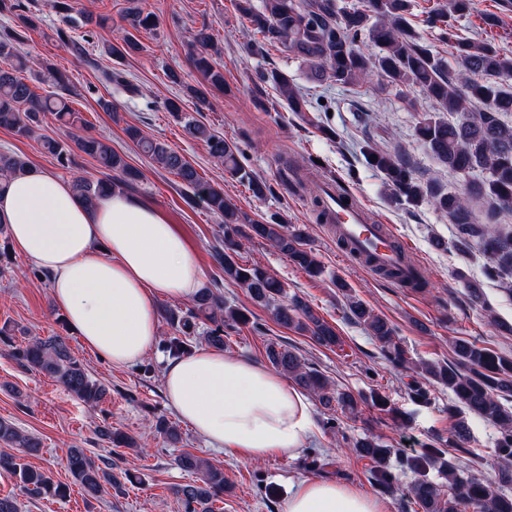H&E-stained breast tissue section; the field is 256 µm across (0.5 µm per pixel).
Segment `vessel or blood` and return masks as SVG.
Returning <instances> with one entry per match:
<instances>
[{
	"label": "vessel or blood",
	"instance_id": "1",
	"mask_svg": "<svg viewBox=\"0 0 512 512\" xmlns=\"http://www.w3.org/2000/svg\"><path fill=\"white\" fill-rule=\"evenodd\" d=\"M331 199V215L336 234L347 244L350 255L370 257L373 266L399 269L403 279L414 278L417 267L411 262V249L382 225L376 224L368 208L356 201H345L335 183L322 184Z\"/></svg>",
	"mask_w": 512,
	"mask_h": 512
}]
</instances>
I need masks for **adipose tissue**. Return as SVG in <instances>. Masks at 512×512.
<instances>
[{
    "instance_id": "adipose-tissue-1",
    "label": "adipose tissue",
    "mask_w": 512,
    "mask_h": 512,
    "mask_svg": "<svg viewBox=\"0 0 512 512\" xmlns=\"http://www.w3.org/2000/svg\"><path fill=\"white\" fill-rule=\"evenodd\" d=\"M0 222L14 251L47 274L71 331L115 366L153 350L159 299L194 298L203 282L177 225L121 189L90 206L58 176L24 172L0 182ZM163 385L179 420L243 460L295 456L314 432L305 392L249 358L200 347L166 362ZM284 512L388 509L362 488L305 477L291 483Z\"/></svg>"
}]
</instances>
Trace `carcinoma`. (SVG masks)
Here are the masks:
<instances>
[{
	"label": "carcinoma",
	"mask_w": 512,
	"mask_h": 512,
	"mask_svg": "<svg viewBox=\"0 0 512 512\" xmlns=\"http://www.w3.org/2000/svg\"><path fill=\"white\" fill-rule=\"evenodd\" d=\"M236 8L260 35L248 46L251 55L262 54L269 46H282L310 64L316 77L342 87L366 84L378 73L391 83L419 87L433 102L435 111L456 115L455 121L435 116L423 119L418 135L449 169L464 175L484 174L483 178L467 184L466 193L429 192L406 163L389 153L372 152L371 160L385 174L396 199L417 203L424 196H430L433 205L456 224L462 245L476 242L491 256V262L483 269L485 278L499 281L512 276V229L507 230L500 224L476 223L470 207L471 200L483 198L495 208L512 209V123L503 120L504 116L512 114L511 56L500 53L488 41L458 37L451 31L444 14L432 12L428 14V22L445 24L443 33L448 38V46L453 48L452 56L460 70L457 76H449L443 59L421 44L413 29L409 19L410 0H360V5L351 7H340L336 0H264L260 9L253 0H236ZM2 12L16 16L23 28L34 24L33 17L25 14L21 0H0ZM22 39L23 35L17 30L0 39V128L27 137L35 133L46 115L52 114L66 128V134L60 140H44L42 147L46 153L66 167L76 148L112 173L106 179L77 178L73 187L80 196L93 203L115 187H132L133 174L124 158L101 139L85 134V123L79 113L71 111L59 98L37 95L19 75L24 59L17 44ZM194 43L199 50L196 66L203 80L215 89L224 88V72L209 58L213 39L207 28L197 31ZM139 49L138 40L126 36L110 47V54L122 57ZM258 80L259 84L253 89L255 103H261L260 84L270 83L283 95L291 111H307L306 95L290 83L284 73L265 71L259 74ZM100 82L113 83L132 96L142 95L140 87L120 71H102ZM476 104L485 106L486 111H470ZM164 107L184 122L190 136L206 144L210 156L223 163L226 171L247 184L254 197L262 199L272 192L271 186L255 177L240 161L242 152L238 147L183 112L178 101L168 99ZM125 131L144 155L175 174L194 197L221 219L224 249L217 253V260L224 271V279L246 289L256 304L272 312L278 324L308 334L321 346L338 345L335 328L300 298L286 299L281 281L257 264L239 261L242 240L260 238L288 256L308 275L317 277L323 273V266L307 246L306 232L300 227L289 228L278 216L264 222L252 218L224 198L223 191L203 182L179 151L146 137L136 127L129 126ZM28 168V162L20 157L0 155V180ZM336 288L346 299V318L369 330L379 343L384 359L422 377L420 381L412 379L409 384L413 397L427 400L426 382L431 379L448 387L455 397L457 411H467L497 429L499 458L504 469H509L512 466V359L458 338L452 347L453 361L444 365L415 361L408 357L395 327L352 295L345 280L336 279ZM205 321L212 324L206 331L207 341L222 348L224 330L248 323V316L244 310L227 304L224 297L212 289L202 288L193 298V306L178 317L182 336L169 341L170 353L176 357L183 355L197 323ZM12 335L14 330L10 327L0 328V336L10 342V355L19 365L51 377L90 407L98 406L105 399L106 387L89 375L62 338L49 336L16 344L11 341ZM266 358L278 372L313 393L324 409L357 411L358 402L351 394L332 387L290 347L270 343L266 347ZM100 436L117 448L136 447L132 437L110 428L102 429ZM343 440L356 455L375 463L372 474L376 484L386 487L392 483L393 475L387 466L392 449L380 437L372 434L351 439L345 436ZM0 442L26 455L36 454L41 447L37 438L22 433L4 419H0ZM174 462L179 468L198 475L197 480L173 488L185 512H215L214 504L224 496V470L190 452L181 453ZM401 463L417 476L410 496L423 512H459V508L467 504L475 506L479 512H512V497L474 475L461 474L445 459L442 448H429ZM435 467L448 474V490L427 478ZM0 470L14 475L26 495L66 497L67 485L54 483L45 471L19 462L14 454L0 453ZM67 470L72 482L91 498L121 485L112 472V464L107 462L100 466L82 448L70 450Z\"/></svg>",
	"instance_id": "cac0c4a2"
}]
</instances>
